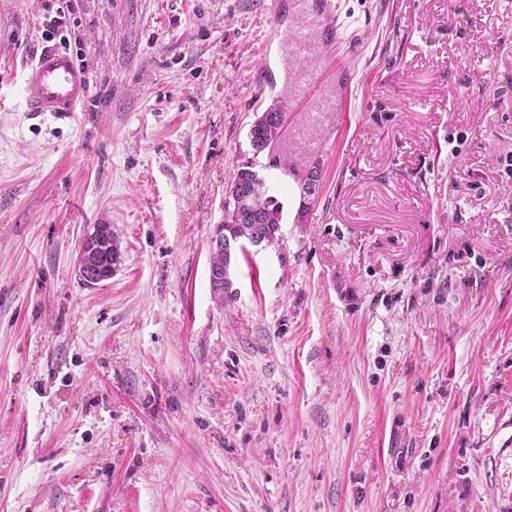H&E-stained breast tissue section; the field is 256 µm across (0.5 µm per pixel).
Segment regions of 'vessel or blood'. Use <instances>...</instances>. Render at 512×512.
I'll use <instances>...</instances> for the list:
<instances>
[{
  "label": "vessel or blood",
  "instance_id": "1",
  "mask_svg": "<svg viewBox=\"0 0 512 512\" xmlns=\"http://www.w3.org/2000/svg\"><path fill=\"white\" fill-rule=\"evenodd\" d=\"M294 65L283 104L289 111L302 110L311 120L327 114L343 115L350 110L351 90L334 94L323 89L325 73L334 68L348 69L335 61L333 47L341 39L338 6L334 0H319L316 9L306 12L295 30L281 32ZM88 76L84 67L66 49L46 45L23 70V108L31 113H51L70 119L82 111L89 98Z\"/></svg>",
  "mask_w": 512,
  "mask_h": 512
}]
</instances>
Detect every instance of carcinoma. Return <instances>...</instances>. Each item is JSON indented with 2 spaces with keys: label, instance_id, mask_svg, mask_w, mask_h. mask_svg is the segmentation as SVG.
I'll use <instances>...</instances> for the list:
<instances>
[{
  "label": "carcinoma",
  "instance_id": "obj_1",
  "mask_svg": "<svg viewBox=\"0 0 512 512\" xmlns=\"http://www.w3.org/2000/svg\"><path fill=\"white\" fill-rule=\"evenodd\" d=\"M279 118L281 112L276 105H271L263 112L252 124L250 129L251 144L255 154H261L270 149L272 143L279 140ZM233 183L242 190L240 202L242 203L239 213H231L224 223V232L235 237L247 238L251 240H264L268 244H273L278 239L281 223L280 206L275 199L269 195V187L265 178L256 177L253 172V165L246 164L238 168L233 178ZM301 191L299 207L295 214L296 222L303 224L307 221V215L313 204L320 196L322 183H313L306 178L300 183ZM256 197L261 202V210L258 215H253L247 201ZM96 235L92 237L91 244L97 246L95 260L98 267H103L105 263L112 261L118 262L120 259V245L112 233V225L96 224L94 225Z\"/></svg>",
  "mask_w": 512,
  "mask_h": 512
}]
</instances>
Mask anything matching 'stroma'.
Here are the masks:
<instances>
[{
  "label": "stroma",
  "mask_w": 512,
  "mask_h": 512,
  "mask_svg": "<svg viewBox=\"0 0 512 512\" xmlns=\"http://www.w3.org/2000/svg\"><path fill=\"white\" fill-rule=\"evenodd\" d=\"M337 2L349 124L257 155L303 0H0V512H512V0ZM47 42L89 73L66 121L22 108ZM254 159L279 240L220 301ZM300 197L303 199L295 214L297 223L303 224L307 221V215L313 204L320 196L322 191V182L312 183L310 179L305 176V179L300 183ZM96 235L92 237L90 246L95 245L98 247L96 250L97 266L102 268L105 263L112 258V263L119 262L120 259V245L112 233V225L107 220H101L98 224L93 226ZM221 224L216 225L213 235L211 237V246L215 249H224V251H217L211 249V257H210V267L224 266V252L227 254L230 262L226 267L215 268L211 273L210 277L212 281H210V287L216 298L218 300H224V287H221L224 284V280H227L231 283V267L235 254L241 250L242 241L238 238L230 237L228 235H224L221 232ZM217 287H215L214 282Z\"/></svg>",
  "instance_id": "35a3bbf8"
}]
</instances>
